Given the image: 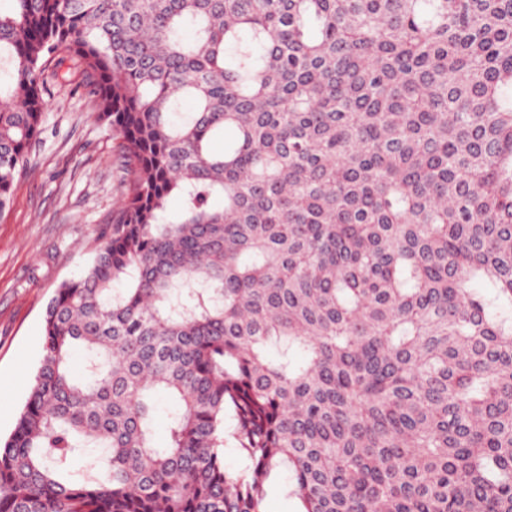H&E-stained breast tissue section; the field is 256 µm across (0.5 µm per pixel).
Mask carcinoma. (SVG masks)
Segmentation results:
<instances>
[{"label": "carcinoma", "mask_w": 512, "mask_h": 512, "mask_svg": "<svg viewBox=\"0 0 512 512\" xmlns=\"http://www.w3.org/2000/svg\"><path fill=\"white\" fill-rule=\"evenodd\" d=\"M8 2L0 216L66 58L126 190L0 512H512V0ZM156 411L153 421L154 441L158 446H164L168 436V414L172 408V400L165 394L155 397ZM288 484H290V473L285 468H280L272 475L265 503L267 512H298L300 510L298 501L288 495Z\"/></svg>", "instance_id": "carcinoma-1"}]
</instances>
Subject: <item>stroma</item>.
Here are the masks:
<instances>
[{"mask_svg":"<svg viewBox=\"0 0 512 512\" xmlns=\"http://www.w3.org/2000/svg\"><path fill=\"white\" fill-rule=\"evenodd\" d=\"M30 165L0 218V438L14 427L41 358L42 316L59 285L82 276L111 223L124 173L117 142L77 82L47 79Z\"/></svg>","mask_w":512,"mask_h":512,"instance_id":"1","label":"stroma"}]
</instances>
